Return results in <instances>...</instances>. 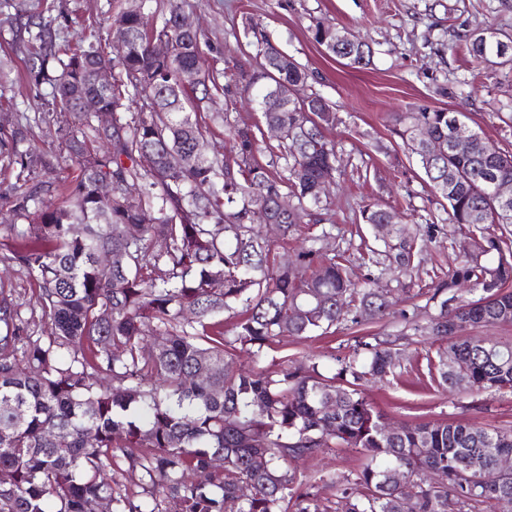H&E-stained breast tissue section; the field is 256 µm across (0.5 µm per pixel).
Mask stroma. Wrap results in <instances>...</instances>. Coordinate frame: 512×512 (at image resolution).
I'll list each match as a JSON object with an SVG mask.
<instances>
[{
	"mask_svg": "<svg viewBox=\"0 0 512 512\" xmlns=\"http://www.w3.org/2000/svg\"><path fill=\"white\" fill-rule=\"evenodd\" d=\"M186 15L199 21L205 37L202 54L209 68L224 72L228 96H216L199 111L207 156H223L230 142L220 118L232 112L242 126L262 124L258 88L247 87L242 72L256 68V48L249 28L259 24L281 50L305 67L310 79L300 96L320 94L336 114L326 136L338 151L335 185L321 212L334 227L336 244L351 262L354 279L367 268L360 257V237L368 227L364 205L376 202L400 223L424 227L421 263L412 277L390 281L395 304L373 323L344 321L324 335L280 337L254 360L237 351L238 363L265 369L282 361L315 359L331 369L336 358L351 356L363 336L392 337L402 350L393 376L366 386L367 399L386 418L401 424L462 421L487 428H512V392L471 395L449 393L430 380L424 354L432 341L416 333L429 310L432 281L450 278L459 267L455 241L467 231L448 223V203L429 186L416 158L393 132L401 112L445 109L461 112L486 141L512 150V65L476 61L467 51L473 34L492 27L512 37V0H181ZM130 0H55L64 12L61 38L78 41L112 36V22ZM322 20L360 36L373 51L366 67L328 56L309 31ZM457 51H449V44ZM12 60L14 81L0 87V131L10 132L20 116L31 120L29 138L47 152L60 147L42 120L51 110L49 88L26 77L25 44L0 34V59ZM0 290L23 304L28 329L44 334L48 319L37 305L38 289L25 272L0 265Z\"/></svg>",
	"mask_w": 512,
	"mask_h": 512,
	"instance_id": "obj_1",
	"label": "stroma"
}]
</instances>
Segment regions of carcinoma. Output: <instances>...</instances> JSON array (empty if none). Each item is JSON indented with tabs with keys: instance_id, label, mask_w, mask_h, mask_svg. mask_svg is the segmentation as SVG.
<instances>
[{
	"instance_id": "carcinoma-1",
	"label": "carcinoma",
	"mask_w": 512,
	"mask_h": 512,
	"mask_svg": "<svg viewBox=\"0 0 512 512\" xmlns=\"http://www.w3.org/2000/svg\"><path fill=\"white\" fill-rule=\"evenodd\" d=\"M10 6L0 3V30L20 24L23 13ZM181 13V0H168L160 24L139 5L119 12L112 35L128 49L116 60L99 39L60 43L55 18L27 16V76L51 87L55 134L77 174L21 148L20 126L0 141L18 169L0 221V261L36 280L51 325L45 336L30 332L20 305L0 296V473L10 477L0 481V512H93L99 501L109 512H481L486 503L512 512V471L496 465L512 455V429L441 421L385 431L362 386L394 373L393 341H356L330 377L314 363L269 370L232 358L239 348L257 359L281 336L328 330L349 315L383 318L391 306L384 277L411 274L417 237L409 224L386 223L381 205H365L378 246H365L369 273L355 281L334 234L316 228L322 181L338 171L325 136L336 113L317 93L263 112L265 125L284 132L267 165L255 159L256 132L227 112L230 153L189 163L203 130L186 103L197 111L228 86L220 72L184 82L202 71L203 34L181 30ZM337 32L322 21L311 27L327 53L351 66L370 62L366 42L351 33L346 44ZM160 40L172 41L171 57L155 54ZM257 49L260 70L248 83L268 80L262 95L307 83L300 64L278 66L279 48L262 32ZM469 53L512 64V48L501 56L476 36ZM101 67L112 69L106 86L90 78ZM88 98L112 113L111 126L85 111ZM136 98L140 110L123 115ZM421 124L444 143L467 124L459 112L424 109L399 114L395 134L448 202L449 223L469 237L456 277L434 290L435 313L415 330L439 342L427 360L441 387L512 391V344L466 335L470 326L512 324L507 238L489 241L497 263L480 260L489 226L512 224V203L494 201L489 188L512 181V152H486L477 134L468 154L431 159L414 143ZM281 162L286 177L274 171ZM104 177L110 197L99 191ZM58 183L62 206L49 201ZM266 224L278 225L283 244L306 228L292 264L279 262ZM107 254L124 255L123 266L104 263ZM459 279L481 295L450 309L446 293ZM223 315L233 319L229 335ZM337 444L362 455L358 471H301ZM118 458L138 475L143 498L121 492Z\"/></svg>"
}]
</instances>
